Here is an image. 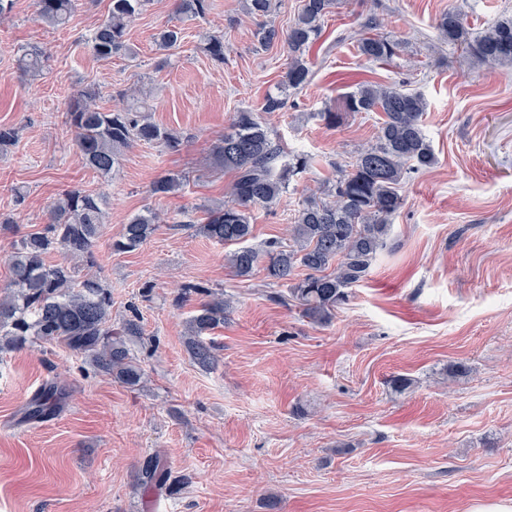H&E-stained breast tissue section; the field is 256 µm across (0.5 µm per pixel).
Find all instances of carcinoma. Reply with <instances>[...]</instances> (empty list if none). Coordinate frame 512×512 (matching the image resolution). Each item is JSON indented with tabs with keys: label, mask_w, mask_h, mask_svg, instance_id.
Segmentation results:
<instances>
[{
	"label": "carcinoma",
	"mask_w": 512,
	"mask_h": 512,
	"mask_svg": "<svg viewBox=\"0 0 512 512\" xmlns=\"http://www.w3.org/2000/svg\"><path fill=\"white\" fill-rule=\"evenodd\" d=\"M145 0H111L106 19L90 37L96 57L109 61L125 52L134 54L127 43L128 30ZM178 13L201 17L208 0H175ZM334 0H303L301 9L286 35L269 26L264 18L273 0H246L245 12L257 21L256 36L264 46L285 39L290 62L282 84L301 88L310 81L304 52L322 35V21ZM75 9V0H36L37 19L64 26ZM368 20L366 33L358 41L359 52L368 61H382L396 53L397 44L375 32ZM440 39L466 45L484 61L512 66V17L498 19L477 36L464 25L460 15L441 16ZM203 52L224 62V37H203ZM48 56L36 46L24 51L22 67L41 71ZM349 112H379L382 121L375 142L357 151L355 162L336 168V179L325 187L328 198L309 196L288 225V242L269 240L261 248L247 245L253 235L251 212L276 204L290 182L306 173L312 163L307 155L283 160L279 143L273 141L257 115L249 110L235 114L230 128L212 145L211 165L234 174L230 199L209 211L200 233L235 249L225 260L236 276L247 278L259 268L267 278L284 282L302 316L317 325H327L336 308L346 300V289L363 281L378 251L383 247L389 221L401 209L404 199L400 184L405 174L429 168L437 156L422 128L427 108L425 99L395 86L364 82L346 96ZM66 123L74 133L85 166L103 177L112 175L127 148L135 142L179 145L174 131L153 122L145 102L137 100L125 108L104 112L93 95L81 91L71 100ZM181 178L166 174L151 188L155 196L178 191ZM105 212L98 196L81 190L64 192L53 204L48 223L40 232L23 236L10 258L11 280L0 287V352L24 347L30 339L59 344L80 355L97 370L123 384H141L143 372L129 357L126 340L142 334L134 319L112 330V295L100 276L93 272L95 239L104 224ZM160 217L147 210L124 225L120 238L112 243L117 251L140 247L157 230ZM57 251L63 261L46 262ZM204 294L195 313L186 321L187 346L191 357L206 367L215 360V347L206 336L224 325L227 301L224 293L189 285L184 295ZM67 398L66 385L47 383L23 411L26 421H41L61 408ZM167 472L155 456L139 474L144 485L161 484Z\"/></svg>",
	"instance_id": "1"
}]
</instances>
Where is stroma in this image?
Here are the masks:
<instances>
[{
	"label": "stroma",
	"instance_id": "obj_1",
	"mask_svg": "<svg viewBox=\"0 0 512 512\" xmlns=\"http://www.w3.org/2000/svg\"><path fill=\"white\" fill-rule=\"evenodd\" d=\"M209 3L194 19L175 0H146L128 31L135 58L108 62L87 37L110 0H77L63 28L38 21L35 0H14L0 25V127L17 132L0 151V287L15 241L43 229L63 192L100 196L94 251L113 325L135 318L143 329L129 350L144 373L132 388L40 342L0 355V512H512V67L439 42L435 28L455 10L480 31L512 15V0H335L307 55L309 83L271 113L262 105L280 91L287 46L259 43L244 0ZM369 17L397 44L387 61L358 53ZM171 26L181 42L161 49L155 36ZM207 34L223 36V63L203 53ZM33 45L48 55L36 74L18 66ZM363 79L424 96L437 162L406 176L384 248L322 327L264 273L235 276L225 247L195 227L233 181L209 165V148L249 110L286 154L314 159L275 205L252 211L251 246L286 238L309 188L374 140L379 113L345 109ZM81 90L104 110L145 97L179 146L135 143L109 178L81 166L64 123ZM328 110L343 113L340 127L325 124ZM168 173L185 175L182 189L153 196ZM147 208L167 223L138 249L113 250ZM186 284L230 302L207 367L186 344L201 301L182 299ZM58 377L64 407L23 421L32 394ZM155 456L168 479L148 489L138 474Z\"/></svg>",
	"mask_w": 512,
	"mask_h": 512
}]
</instances>
